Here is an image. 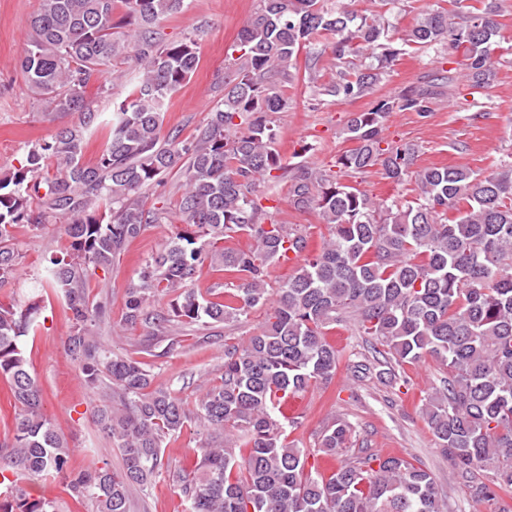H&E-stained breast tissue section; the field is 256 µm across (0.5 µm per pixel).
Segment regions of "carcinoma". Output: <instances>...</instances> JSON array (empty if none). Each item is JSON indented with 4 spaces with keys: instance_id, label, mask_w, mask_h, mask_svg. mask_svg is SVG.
<instances>
[{
    "instance_id": "carcinoma-1",
    "label": "carcinoma",
    "mask_w": 512,
    "mask_h": 512,
    "mask_svg": "<svg viewBox=\"0 0 512 512\" xmlns=\"http://www.w3.org/2000/svg\"><path fill=\"white\" fill-rule=\"evenodd\" d=\"M261 2L238 35L240 55L224 77L223 97L182 140L178 131L164 132L165 112L200 54L194 38L171 40L161 23L187 0H40L21 70L40 111L77 119L0 173V287L22 260L15 228L63 222L69 245L49 257L45 281L70 312L65 350L100 397L93 421L115 441L124 466L65 474L67 443L43 412L22 348L38 307L0 304V378L19 405L12 441L0 448V512H59L56 501L17 485L32 475L68 480L93 512H130V489L153 486L166 439L193 420L204 436L195 469L169 475L190 512H446L420 464L360 448L329 475H315L310 452L288 440L285 426L299 421L283 408L335 377L340 354L325 329L347 321L379 345V365L431 356L446 367L448 377L422 408L438 445L474 497L512 494V164L483 176L465 167H419L414 144L382 146L391 114L433 111L440 88L454 81L443 69L350 113L345 129L354 147L336 160L341 171L376 168L398 185L415 179L412 203L377 199L324 169L284 163L270 118L290 106L288 86L298 79L291 61L303 49L310 84L330 52L336 76L318 91L331 98L373 93L400 54L398 41L461 47L467 78L490 86L503 0H483L478 12L451 0L453 9L421 11L400 36L378 11L330 7L328 0ZM114 62L133 64L132 92L113 107L101 155L86 163L84 141L101 125L87 90ZM172 173L183 178L175 207L164 200L147 206L146 189ZM265 182L285 183L296 208L316 211L328 225L320 251L306 253L301 229L268 221L257 195ZM461 200L467 208L448 221V208ZM154 224L177 231L126 289L124 324L167 336L179 326L236 322L272 302L262 331L224 350L220 383L193 410L155 385L142 362L95 341L108 312L106 303L90 302L88 280ZM235 235L253 244L224 247ZM289 252L302 263L271 300L269 267ZM206 262L238 276L235 292L205 299L188 287ZM159 296L169 301L157 310ZM352 434L345 419L325 423L319 451L345 450ZM235 446L247 456L237 457Z\"/></svg>"
}]
</instances>
